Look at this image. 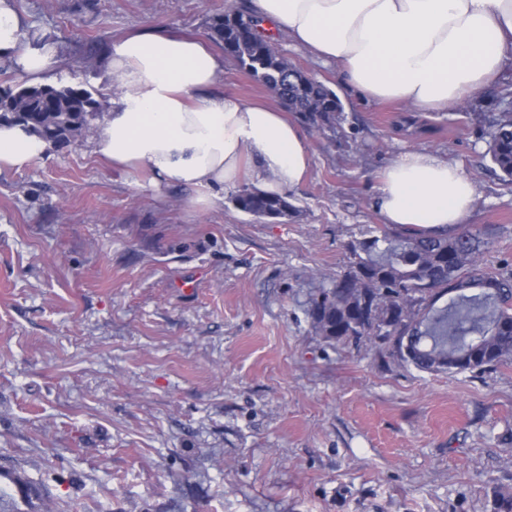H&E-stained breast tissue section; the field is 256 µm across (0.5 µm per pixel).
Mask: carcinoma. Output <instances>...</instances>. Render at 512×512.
<instances>
[{
	"label": "carcinoma",
	"mask_w": 512,
	"mask_h": 512,
	"mask_svg": "<svg viewBox=\"0 0 512 512\" xmlns=\"http://www.w3.org/2000/svg\"><path fill=\"white\" fill-rule=\"evenodd\" d=\"M208 37L237 66L275 93L290 112L318 127H332L344 112L331 87L288 63L275 39L252 14L229 5L208 18ZM0 113L54 146L73 144L102 114V103L72 85L0 86ZM488 154L512 180V113L495 119ZM237 209L260 218L296 212L287 196L248 188L234 198ZM488 239L459 224L428 231L387 224L352 247L354 260L322 287L309 304L314 333L327 343L386 345L419 371L485 373L512 362V271L480 266ZM490 286L467 295L468 288ZM456 291L431 318L425 310L440 292Z\"/></svg>",
	"instance_id": "1"
}]
</instances>
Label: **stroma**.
Wrapping results in <instances>:
<instances>
[{
  "label": "stroma",
  "mask_w": 512,
  "mask_h": 512,
  "mask_svg": "<svg viewBox=\"0 0 512 512\" xmlns=\"http://www.w3.org/2000/svg\"><path fill=\"white\" fill-rule=\"evenodd\" d=\"M249 0H11L58 50L62 82L112 97L106 56L140 31L206 38ZM289 61L342 91L290 39ZM512 71L445 112L344 96L335 129L300 127L312 162L297 215L260 219L234 190L113 173L91 136L0 167V491L13 512H494L512 496V364L421 372L327 345L307 301L382 223L389 164L430 152L475 188L466 226L512 268V182L486 154ZM275 103L233 61L210 87Z\"/></svg>",
  "instance_id": "35a3bbf8"
}]
</instances>
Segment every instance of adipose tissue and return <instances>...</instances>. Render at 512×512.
<instances>
[{"mask_svg":"<svg viewBox=\"0 0 512 512\" xmlns=\"http://www.w3.org/2000/svg\"><path fill=\"white\" fill-rule=\"evenodd\" d=\"M254 15L319 59L339 65L348 91L439 112L469 101L512 66V0H251ZM119 93L94 153L113 170L148 169L166 185L267 194L301 183L311 152L283 113L233 95L195 100L224 68L202 40L141 32L110 44ZM0 62L33 82L57 79L51 42L32 43L10 0H0ZM50 145L0 125V166L21 169ZM475 199L465 172L414 152L389 165L377 203L385 223L435 228L464 223Z\"/></svg>","mask_w":512,"mask_h":512,"instance_id":"adipose-tissue-1","label":"adipose tissue"}]
</instances>
